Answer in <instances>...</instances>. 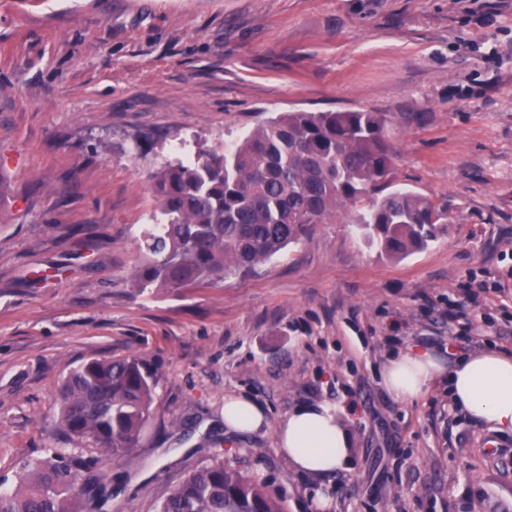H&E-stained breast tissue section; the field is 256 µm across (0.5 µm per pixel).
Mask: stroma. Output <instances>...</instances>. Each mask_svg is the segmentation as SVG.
<instances>
[{
	"label": "stroma",
	"mask_w": 512,
	"mask_h": 512,
	"mask_svg": "<svg viewBox=\"0 0 512 512\" xmlns=\"http://www.w3.org/2000/svg\"><path fill=\"white\" fill-rule=\"evenodd\" d=\"M295 111L382 113L393 185L448 209L436 240L390 258L349 204L254 273L133 288L152 174ZM485 347L512 352V0H0V477L69 447L73 368L135 355L157 414L98 512H157L217 458L286 512H512L511 435L382 385L400 350ZM239 395L262 430L225 432ZM316 403L353 434L319 480L275 439Z\"/></svg>",
	"instance_id": "35a3bbf8"
}]
</instances>
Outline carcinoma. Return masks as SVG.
I'll return each mask as SVG.
<instances>
[{
	"mask_svg": "<svg viewBox=\"0 0 512 512\" xmlns=\"http://www.w3.org/2000/svg\"><path fill=\"white\" fill-rule=\"evenodd\" d=\"M377 112H285L223 150L169 163L152 176L162 219L144 231L145 260L133 273L142 291L214 285L254 272L313 225L349 203L364 207L358 230L394 258L434 241L445 208L406 189H390L392 154ZM158 372L134 356L89 359L60 389L59 429L84 449L49 448L19 465L0 512H78L80 480L96 503L106 486L92 472L140 446L156 416ZM157 512H285L263 483L214 460L185 476Z\"/></svg>",
	"mask_w": 512,
	"mask_h": 512,
	"instance_id": "carcinoma-1",
	"label": "carcinoma"
}]
</instances>
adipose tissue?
Here are the masks:
<instances>
[{"label":"adipose tissue","instance_id":"adipose-tissue-1","mask_svg":"<svg viewBox=\"0 0 512 512\" xmlns=\"http://www.w3.org/2000/svg\"><path fill=\"white\" fill-rule=\"evenodd\" d=\"M382 383L396 399L410 401L437 384L448 387L452 404L498 435H512V353L494 348L444 364L424 350L393 354L382 368ZM264 408L246 397L224 401V425L255 431L266 425ZM277 445L295 468L321 478L341 469L353 446L349 427L325 405H302L278 426Z\"/></svg>","mask_w":512,"mask_h":512}]
</instances>
